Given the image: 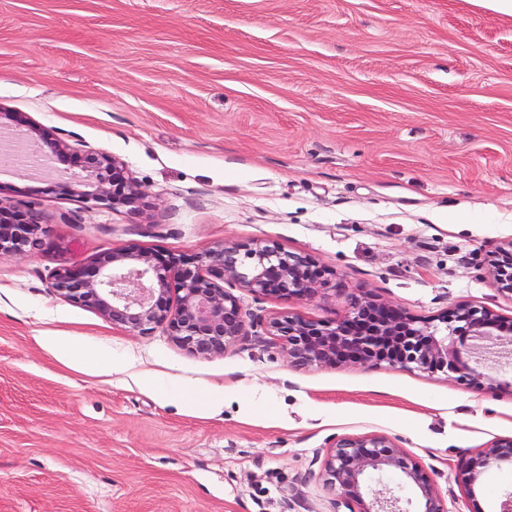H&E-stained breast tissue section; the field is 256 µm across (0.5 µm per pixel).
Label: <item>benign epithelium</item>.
Here are the masks:
<instances>
[{"label":"benign epithelium","mask_w":512,"mask_h":512,"mask_svg":"<svg viewBox=\"0 0 512 512\" xmlns=\"http://www.w3.org/2000/svg\"><path fill=\"white\" fill-rule=\"evenodd\" d=\"M25 146L45 161L68 157L69 146L37 124L25 133ZM81 174L60 177L54 190L112 208L139 210L145 192L119 158L87 151L76 156ZM41 218L36 209L0 205V256H18L42 246ZM500 259L487 269L498 292L512 295V241L499 247ZM232 281L256 296L311 298L328 284L312 259L276 244L219 245L196 255L159 256L134 248L114 249L84 266L63 267L51 288L60 298L93 309L116 326L139 336L163 326L190 354H221L248 335L247 313L236 296L224 290ZM176 296H171V288ZM419 321L369 294L351 299L348 314L332 323H316L298 314L257 321L273 344L298 367L350 362L363 367L383 363L410 371L455 376L479 391L498 384L490 365L496 348L512 355V320L486 306L460 304L438 318ZM512 464V436L495 440L463 464L468 489L484 475ZM326 485L348 499L357 512H448V502L418 461L382 433L345 435L329 446L323 460ZM394 482L389 495L373 485Z\"/></svg>","instance_id":"7a95c632"}]
</instances>
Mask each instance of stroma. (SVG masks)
I'll return each mask as SVG.
<instances>
[{"instance_id": "1", "label": "stroma", "mask_w": 512, "mask_h": 512, "mask_svg": "<svg viewBox=\"0 0 512 512\" xmlns=\"http://www.w3.org/2000/svg\"><path fill=\"white\" fill-rule=\"evenodd\" d=\"M35 123L120 158L132 211L0 173L43 247L0 257V512H348L328 447L378 432L449 512H498L512 470L461 463L512 436V365L479 392L381 365L293 366L269 336L208 358L51 288L116 248L194 255L263 240L313 258L309 300L229 291L271 318H343L371 293L430 322L458 303L512 319L486 274L512 240V14L490 0H0V135ZM53 335L120 362L57 358ZM224 395L185 408L184 389Z\"/></svg>"}]
</instances>
